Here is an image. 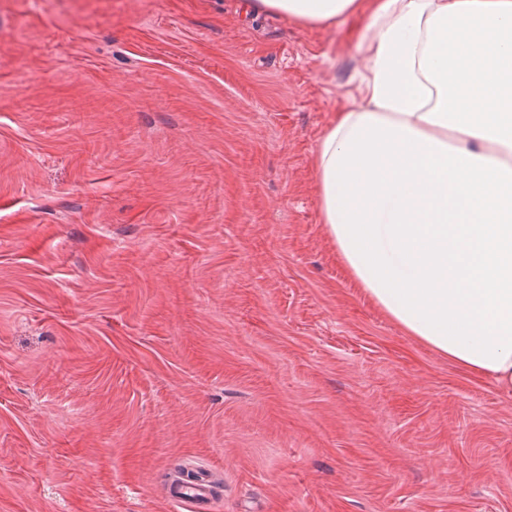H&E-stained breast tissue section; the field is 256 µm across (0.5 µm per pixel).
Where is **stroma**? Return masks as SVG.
<instances>
[{
    "label": "stroma",
    "instance_id": "35a3bbf8",
    "mask_svg": "<svg viewBox=\"0 0 512 512\" xmlns=\"http://www.w3.org/2000/svg\"><path fill=\"white\" fill-rule=\"evenodd\" d=\"M369 24L0 0V512H512V391L321 222ZM213 494L212 486L204 477L193 476L183 480L172 491L171 497L181 505H192L209 499Z\"/></svg>",
    "mask_w": 512,
    "mask_h": 512
}]
</instances>
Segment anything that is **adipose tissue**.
Instances as JSON below:
<instances>
[{"label":"adipose tissue","instance_id":"adipose-tissue-1","mask_svg":"<svg viewBox=\"0 0 512 512\" xmlns=\"http://www.w3.org/2000/svg\"><path fill=\"white\" fill-rule=\"evenodd\" d=\"M369 11L359 97L316 151L321 221L388 317L512 390V0H246Z\"/></svg>","mask_w":512,"mask_h":512}]
</instances>
